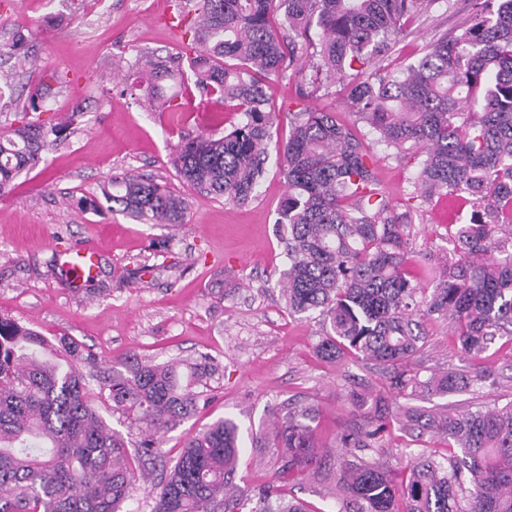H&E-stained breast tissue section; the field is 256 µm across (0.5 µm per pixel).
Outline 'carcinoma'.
<instances>
[{
	"mask_svg": "<svg viewBox=\"0 0 512 512\" xmlns=\"http://www.w3.org/2000/svg\"><path fill=\"white\" fill-rule=\"evenodd\" d=\"M435 0H176L170 26L182 52L144 56V89L154 107L179 121L189 101L160 81L185 80L214 103L242 115L221 137L202 133L173 157L195 191L245 204L265 173L275 107L270 84L289 72L317 91L349 79L356 120L404 160L421 158L417 196L456 197L470 208L448 225L452 253L423 257L431 292L412 283L408 212H397L374 174L370 146L336 113L287 112L282 143L287 193L275 220L284 244L286 302L316 314L317 355H348L383 369L372 413L345 430L338 447L353 457L340 467L338 512H512V401L493 408L432 413L409 407L403 427L445 441L439 460L420 453L397 482L364 455L400 398L464 392L486 372L448 370L421 379L413 364L438 321L478 359L498 336L512 337V0H467L462 21L430 43L415 63L391 73L390 37L428 13ZM19 34L0 43L18 58ZM60 130L27 123L0 132V196L39 165L46 137ZM112 210L143 224H180L184 201L154 178L127 174L105 193ZM94 365L72 340L50 344L37 331L0 317V512H123L136 471L160 456L162 436L196 410L209 361L136 362L101 379L112 411L137 427L124 437L103 421L76 367ZM314 409L288 412L268 438L284 475L315 461ZM239 425L220 418L188 435L159 483L152 512H240L233 477ZM256 512H307L284 485L262 490Z\"/></svg>",
	"mask_w": 512,
	"mask_h": 512,
	"instance_id": "obj_1",
	"label": "carcinoma"
}]
</instances>
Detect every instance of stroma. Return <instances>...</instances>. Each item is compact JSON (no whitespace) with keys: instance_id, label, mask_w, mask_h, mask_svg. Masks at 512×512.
<instances>
[{"instance_id":"stroma-1","label":"stroma","mask_w":512,"mask_h":512,"mask_svg":"<svg viewBox=\"0 0 512 512\" xmlns=\"http://www.w3.org/2000/svg\"><path fill=\"white\" fill-rule=\"evenodd\" d=\"M108 4L101 11L87 0H0V41L15 38L17 22H25L27 45L36 57L21 74L12 62H0V76L13 85L12 94L0 97V127L36 121L65 128L61 137H49L40 165L0 197V316L51 340L74 339L106 372L131 358L214 360L218 371L195 414L164 435L161 455L174 463L187 434L220 418L234 419L244 445L236 472L242 512H252L259 488L277 469L266 436L270 423L288 410L313 407L317 461L293 473L287 485L311 512H337L342 457L336 438L362 419L353 394L373 398L382 373L368 361L316 357L320 323L290 312L283 296L287 260L274 217L286 193L280 168L286 110L328 109L354 123L344 86L336 83L306 96L297 77L276 81L273 98L284 113L274 123L277 133L268 143L266 173L255 198L233 205L197 194L177 176L172 158L182 142L200 134L216 104L193 92L196 114L175 127L163 113L151 111L143 95L122 91L124 80L137 75L139 52H180L169 26L173 2ZM457 21L447 0H435L427 16L397 38L386 67L399 70L414 62ZM53 69L64 83L52 84L40 111L23 113L28 91ZM373 151L380 187L397 211L413 216L416 251L445 257L448 218L462 210L461 201L413 199L416 164L397 161L378 144ZM128 173L153 177L184 198L183 223L143 224L112 212L102 189ZM78 244L98 250L104 291L71 288L58 259ZM426 331L429 343L417 359L422 376L469 370L447 324ZM481 363L492 372L482 388L432 398L429 408L465 411L511 401L512 339H495ZM383 442L384 456L396 469L421 450L447 452L443 443L423 441L396 422Z\"/></svg>"}]
</instances>
